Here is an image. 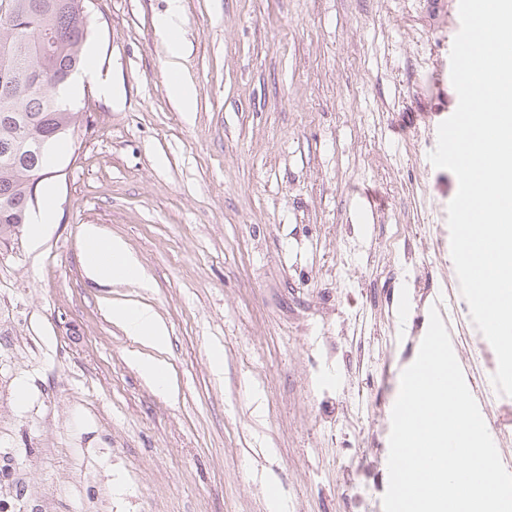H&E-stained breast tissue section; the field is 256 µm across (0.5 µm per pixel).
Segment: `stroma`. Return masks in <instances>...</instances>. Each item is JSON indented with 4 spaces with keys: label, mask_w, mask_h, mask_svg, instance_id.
<instances>
[{
    "label": "stroma",
    "mask_w": 512,
    "mask_h": 512,
    "mask_svg": "<svg viewBox=\"0 0 512 512\" xmlns=\"http://www.w3.org/2000/svg\"><path fill=\"white\" fill-rule=\"evenodd\" d=\"M181 4L176 57L169 0H96L91 65L121 104L85 82L93 127L37 188L52 223L0 239V512H268L269 481L288 512H383L401 373L459 286L453 261L408 259L458 190L428 155L458 105L459 2ZM86 224L149 287L90 281ZM112 302L166 322L174 395ZM359 391L376 416L353 412ZM171 7L168 13L158 20V29L169 44L176 50H180L179 40L181 6L180 0H170ZM137 365L142 373L163 393L170 394L174 390V383L167 367L162 361L153 356L139 359Z\"/></svg>",
    "instance_id": "1"
}]
</instances>
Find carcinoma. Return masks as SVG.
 I'll list each match as a JSON object with an SVG mask.
<instances>
[{
	"instance_id": "1",
	"label": "carcinoma",
	"mask_w": 512,
	"mask_h": 512,
	"mask_svg": "<svg viewBox=\"0 0 512 512\" xmlns=\"http://www.w3.org/2000/svg\"><path fill=\"white\" fill-rule=\"evenodd\" d=\"M0 15V236L26 221L45 146L82 127L84 113L58 95L86 66L91 19L76 0H12Z\"/></svg>"
}]
</instances>
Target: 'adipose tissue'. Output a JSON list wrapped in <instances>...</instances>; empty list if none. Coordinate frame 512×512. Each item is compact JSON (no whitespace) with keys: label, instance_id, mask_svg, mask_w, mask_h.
Returning <instances> with one entry per match:
<instances>
[{"label":"adipose tissue","instance_id":"adipose-tissue-1","mask_svg":"<svg viewBox=\"0 0 512 512\" xmlns=\"http://www.w3.org/2000/svg\"><path fill=\"white\" fill-rule=\"evenodd\" d=\"M82 238L87 258L85 273L90 280L119 279L145 283L143 269L125 241L107 234L95 224L82 228ZM112 319L126 332L151 350L150 356L139 359L142 373L163 393H171L174 383L157 352L166 349L169 331L166 323L148 304L140 302L110 303Z\"/></svg>","mask_w":512,"mask_h":512}]
</instances>
